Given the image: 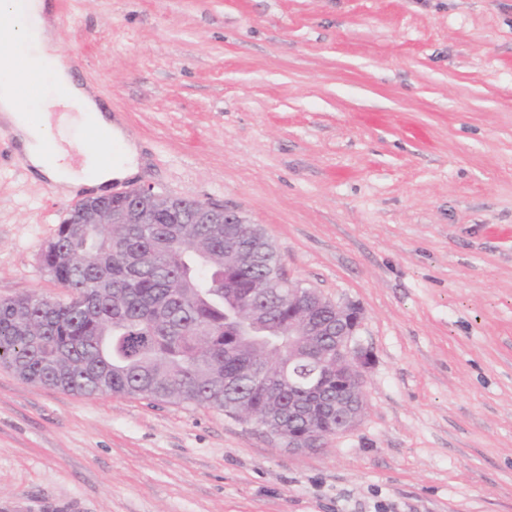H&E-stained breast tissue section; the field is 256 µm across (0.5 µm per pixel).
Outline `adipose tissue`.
Here are the masks:
<instances>
[{"mask_svg": "<svg viewBox=\"0 0 512 512\" xmlns=\"http://www.w3.org/2000/svg\"><path fill=\"white\" fill-rule=\"evenodd\" d=\"M8 29L12 40L0 49V125L9 128L27 169L50 182L63 197L81 188L105 192L112 181L127 180L139 171V153L134 140L114 123L95 94L75 82L71 59L61 52L50 0H0V29ZM48 71L59 96L54 104L23 99L15 80L18 64ZM108 129L121 152L110 161L89 153L73 162L67 129ZM54 162H47V150Z\"/></svg>", "mask_w": 512, "mask_h": 512, "instance_id": "obj_1", "label": "adipose tissue"}]
</instances>
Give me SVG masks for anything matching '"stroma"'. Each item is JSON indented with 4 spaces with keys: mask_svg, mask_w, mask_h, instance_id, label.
<instances>
[{
    "mask_svg": "<svg viewBox=\"0 0 512 512\" xmlns=\"http://www.w3.org/2000/svg\"><path fill=\"white\" fill-rule=\"evenodd\" d=\"M123 119L121 192L259 225L363 313L359 425L295 451L251 421L0 368V512H512V0H53ZM0 130V300L74 205Z\"/></svg>",
    "mask_w": 512,
    "mask_h": 512,
    "instance_id": "35a3bbf8",
    "label": "stroma"
}]
</instances>
